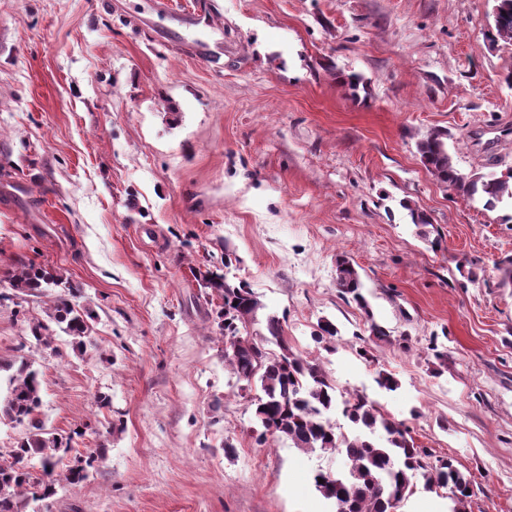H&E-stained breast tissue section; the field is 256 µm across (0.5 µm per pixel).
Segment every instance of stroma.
Masks as SVG:
<instances>
[{"label":"stroma","instance_id":"stroma-1","mask_svg":"<svg viewBox=\"0 0 512 512\" xmlns=\"http://www.w3.org/2000/svg\"><path fill=\"white\" fill-rule=\"evenodd\" d=\"M207 2L190 23L195 0H0V362L41 372L38 417L72 454L103 451L25 512H335L312 474L344 454L255 441L214 322L227 271L339 389L453 459L468 512H512V223L416 151L442 129L462 172L512 170L494 0ZM340 252L389 341L338 291ZM23 262L93 312L83 354L27 338L60 291L15 290Z\"/></svg>","mask_w":512,"mask_h":512}]
</instances>
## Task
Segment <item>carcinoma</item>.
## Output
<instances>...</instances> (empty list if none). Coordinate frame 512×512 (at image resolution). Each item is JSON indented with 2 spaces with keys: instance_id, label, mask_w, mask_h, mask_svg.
<instances>
[{
  "instance_id": "cac0c4a2",
  "label": "carcinoma",
  "mask_w": 512,
  "mask_h": 512,
  "mask_svg": "<svg viewBox=\"0 0 512 512\" xmlns=\"http://www.w3.org/2000/svg\"><path fill=\"white\" fill-rule=\"evenodd\" d=\"M495 7L496 37L512 42V0H495ZM416 147L426 170L448 190L489 209L512 210V171L460 172L448 154L445 131L427 134ZM62 283L63 275L52 266L23 264L13 276V287L23 293L46 292ZM336 287L365 313L370 337L389 340L370 311L358 266L345 254L336 256ZM214 291L222 300L217 326L226 344L224 366L240 389L260 385L261 394L253 398L254 417L262 427L258 442L277 437L302 451L344 454L345 472L334 476L318 470L313 476L321 495L342 512H391L393 503L409 496L417 476L428 490H448L449 512H468L470 481L451 459L441 458L433 465L425 462L423 451L414 446L402 424L391 420L366 395L339 390L318 363L294 351L278 315H266V334L252 336L248 328L264 305L245 283L222 279ZM45 314V320L29 325L37 344L51 347L59 328L71 337L72 349L83 350L93 319L90 310L59 296ZM336 334V327L325 321L313 339L328 350ZM271 345L277 350L269 349ZM2 370L9 375L6 395L0 397V423L25 424L28 432L10 451L9 460L0 463V512H23L22 496L29 488L38 487L41 497L49 498L56 493V485L85 480L95 457L90 454L86 460L63 463L70 448L36 418L42 404L41 372L22 357L14 364L0 365ZM34 459L40 478L27 469Z\"/></svg>"
}]
</instances>
